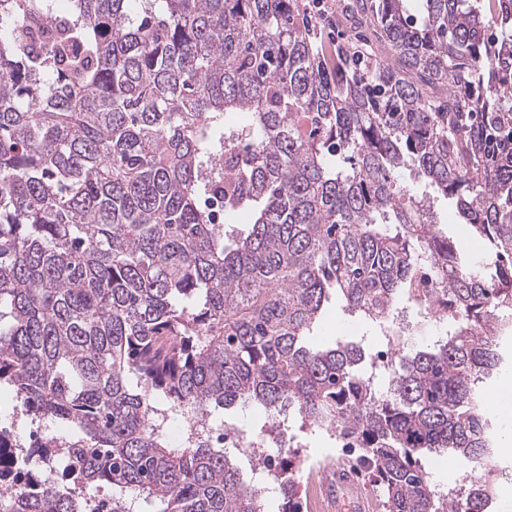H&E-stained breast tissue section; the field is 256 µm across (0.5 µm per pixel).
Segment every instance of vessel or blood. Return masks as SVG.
I'll use <instances>...</instances> for the list:
<instances>
[{"instance_id":"b4317fda","label":"vessel or blood","mask_w":512,"mask_h":512,"mask_svg":"<svg viewBox=\"0 0 512 512\" xmlns=\"http://www.w3.org/2000/svg\"><path fill=\"white\" fill-rule=\"evenodd\" d=\"M316 512H378V502L365 495L344 470L323 466L313 478Z\"/></svg>"}]
</instances>
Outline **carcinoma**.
<instances>
[{
    "label": "carcinoma",
    "mask_w": 512,
    "mask_h": 512,
    "mask_svg": "<svg viewBox=\"0 0 512 512\" xmlns=\"http://www.w3.org/2000/svg\"><path fill=\"white\" fill-rule=\"evenodd\" d=\"M407 2L343 0L333 48L315 0H68L33 56L22 22L55 0H0V391L14 422L56 426L29 444L0 427V512H88L76 484L112 512H265L216 420L239 404L353 443L383 512H489L512 479L489 405L512 163L487 149L512 141V0ZM212 191L252 214L233 247L199 205ZM430 280L443 337L399 348L396 304ZM333 294L390 343L386 396L363 344L309 343ZM11 448L72 470L16 472ZM427 452L470 481L438 496ZM252 463L303 512L290 450ZM437 211L442 227L448 230V236L454 239L467 253L468 257L483 258L485 245L481 239L473 236L469 224H461L453 208L448 202L439 199Z\"/></svg>",
    "instance_id": "carcinoma-1"
}]
</instances>
